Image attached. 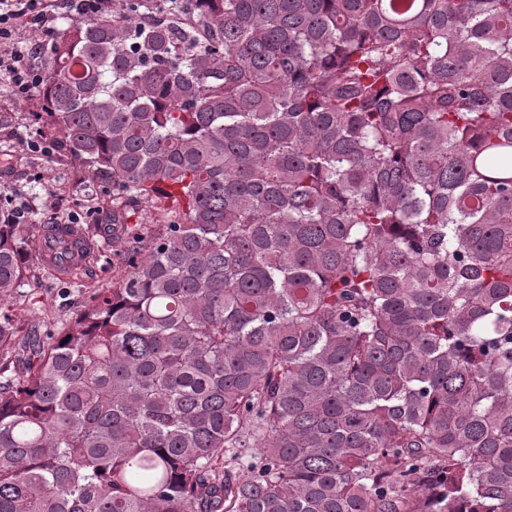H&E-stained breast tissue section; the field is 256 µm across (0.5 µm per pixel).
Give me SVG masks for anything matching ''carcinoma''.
I'll return each instance as SVG.
<instances>
[{"label":"carcinoma","instance_id":"1","mask_svg":"<svg viewBox=\"0 0 512 512\" xmlns=\"http://www.w3.org/2000/svg\"><path fill=\"white\" fill-rule=\"evenodd\" d=\"M112 2L53 146L182 211L21 377L0 319V512H512V0Z\"/></svg>","mask_w":512,"mask_h":512}]
</instances>
